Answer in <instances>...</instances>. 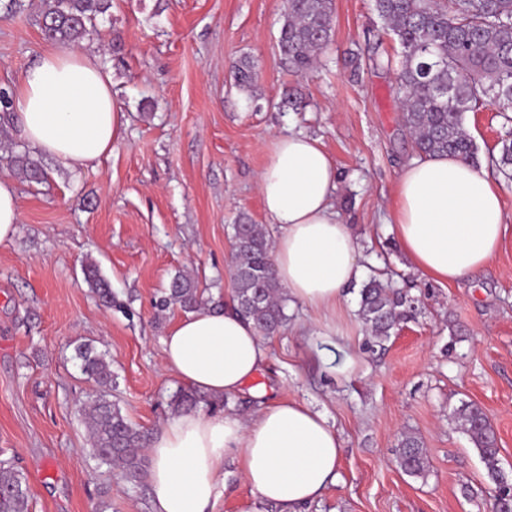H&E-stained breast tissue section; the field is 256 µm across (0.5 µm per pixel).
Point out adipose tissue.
I'll list each match as a JSON object with an SVG mask.
<instances>
[{
	"label": "adipose tissue",
	"instance_id": "adipose-tissue-1",
	"mask_svg": "<svg viewBox=\"0 0 512 512\" xmlns=\"http://www.w3.org/2000/svg\"><path fill=\"white\" fill-rule=\"evenodd\" d=\"M10 110L35 150L67 166L110 156L122 112L97 56L76 48L43 52L11 92ZM340 171L321 143L303 134L275 138L258 176L263 209L279 229L276 276L290 299L331 311L365 268L350 225L334 204ZM404 257L422 276L453 284L486 268L508 230L504 203L487 171L453 155L413 160L398 180L391 215ZM165 367L210 397L241 393L268 359V347L233 301L199 309L162 340ZM153 512H216L224 460H238L246 512L273 503L302 512L339 476L341 440L307 402L274 397L251 420L201 410L169 418L148 448Z\"/></svg>",
	"mask_w": 512,
	"mask_h": 512
}]
</instances>
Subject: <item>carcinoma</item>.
Instances as JSON below:
<instances>
[{"label":"carcinoma","mask_w":512,"mask_h":512,"mask_svg":"<svg viewBox=\"0 0 512 512\" xmlns=\"http://www.w3.org/2000/svg\"><path fill=\"white\" fill-rule=\"evenodd\" d=\"M43 33L51 41L72 46L91 39L97 17L111 8L112 0H44ZM375 11L400 46L389 56L386 68L396 70L398 95L405 128L420 155L449 154L475 160L477 146L464 128V116L477 112L486 102L497 106L503 124H512V0H375ZM333 0H287L278 49L285 63L298 72L310 68L313 59L331 41ZM236 84L254 88L257 73L244 56L231 65ZM14 164L23 177H43L40 164L28 154L17 155ZM492 169L512 179V136L500 141L498 154L489 156ZM233 299L238 312L252 321L258 335H275L287 321L288 296L272 268L270 234L242 214L232 225ZM85 282L102 302L112 304V287L93 262L83 267ZM202 305L197 283L175 276L159 300L165 310L178 306L195 310ZM413 312L403 291L373 276L360 290L359 317L375 343L389 340L401 322ZM75 357L82 372L100 389L85 407L93 455L105 464H122L127 479L141 481L145 460L138 454L143 433L108 399L112 365L106 354L90 344H80ZM227 399L206 400L192 392L172 397L176 412L214 408ZM461 425L470 434L494 484L492 507L506 503L501 485L503 471L495 433L483 411L474 404L458 410ZM427 454L419 439L406 435L400 442L397 463L409 476L423 477ZM0 507L4 512H29L28 490L23 473L9 460H0Z\"/></svg>","instance_id":"1"}]
</instances>
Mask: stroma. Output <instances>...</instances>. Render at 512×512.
<instances>
[{
    "label": "stroma",
    "instance_id": "stroma-1",
    "mask_svg": "<svg viewBox=\"0 0 512 512\" xmlns=\"http://www.w3.org/2000/svg\"><path fill=\"white\" fill-rule=\"evenodd\" d=\"M42 0L0 18V87L12 88L43 50ZM285 0H112L98 37L82 42L112 75L125 124L109 158L67 167L44 156L45 181L18 175L28 144L17 127L0 147V177L13 179L19 229L0 244V458L23 472L30 512H152L147 482L94 458L82 407L97 393L74 348L112 362L109 395L127 420L154 434L174 414L181 384L161 340L184 317L158 310L171 279L188 274L205 307L233 289L232 226L267 223L257 177L274 138H318L341 181L336 208L357 237L366 274L393 281L415 309L384 346L359 317V290L334 314L288 302L267 338L270 360L229 410L256 411V389L308 402L334 424L344 448L336 484L306 512H487L492 484L455 411L486 414L512 476V233L481 272L450 286L419 276L388 223L402 167L417 153L399 108L396 73L377 53L398 48L373 0H334L333 37L305 72L287 69L277 41ZM249 56L253 92L235 86L231 59ZM301 112L277 108L284 93ZM486 164L505 130L493 106L465 115ZM96 262L112 284L104 307L82 271ZM320 322L331 339L311 335ZM358 363L345 370L349 355ZM417 436L426 478L396 462L403 434Z\"/></svg>",
    "mask_w": 512,
    "mask_h": 512
}]
</instances>
